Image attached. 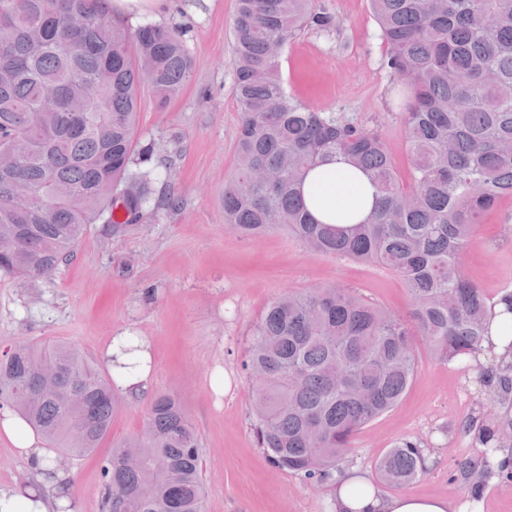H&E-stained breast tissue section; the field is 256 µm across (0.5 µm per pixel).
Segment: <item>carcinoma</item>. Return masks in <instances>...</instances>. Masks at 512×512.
I'll return each instance as SVG.
<instances>
[{"instance_id":"obj_1","label":"carcinoma","mask_w":512,"mask_h":512,"mask_svg":"<svg viewBox=\"0 0 512 512\" xmlns=\"http://www.w3.org/2000/svg\"><path fill=\"white\" fill-rule=\"evenodd\" d=\"M108 0H0V275L49 276L92 224L117 233L144 208L175 211L132 170L139 91L158 104L193 75L181 27L112 21ZM386 66L407 85L411 157L404 184L383 138L291 98L281 61L304 27L331 19L313 0H236L231 36L239 106L236 174L224 223L243 235L285 229L313 252L380 265L404 281L407 315L340 287L272 300L251 328L242 369L251 426L278 469L322 484L359 431L408 390L418 344L444 362L483 350L489 300L462 255L483 213L512 196V0H368ZM494 79H487L488 75ZM336 157L377 189L356 224H322L301 186ZM266 171H276L271 185ZM123 398L76 346L22 343L0 357V406L63 455L100 447ZM483 461L512 449V423L475 434ZM202 439L170 393L150 402L142 433L102 465V512H204ZM426 471L418 442L382 455V482Z\"/></svg>"}]
</instances>
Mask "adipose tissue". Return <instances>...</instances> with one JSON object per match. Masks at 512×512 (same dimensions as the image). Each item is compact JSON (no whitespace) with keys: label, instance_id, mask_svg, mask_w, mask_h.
I'll use <instances>...</instances> for the list:
<instances>
[{"label":"adipose tissue","instance_id":"obj_1","mask_svg":"<svg viewBox=\"0 0 512 512\" xmlns=\"http://www.w3.org/2000/svg\"><path fill=\"white\" fill-rule=\"evenodd\" d=\"M115 22L133 27L144 19H162L172 8L171 0H109ZM309 211L325 224H351L373 208L376 190L360 173L343 161L312 168L302 186ZM490 341L484 353L469 359L472 374L485 381L512 374V298L499 297L491 304ZM125 336L111 337L99 357L110 372L118 393L131 401L144 398L154 379V358L147 337H137L135 353H124ZM0 437L27 461L37 479L0 489V512H59L68 501V486L55 464V452L10 410L0 411ZM498 473L473 478L466 496L456 503L441 497L402 493L388 495L355 470L337 473L329 495V512H468V499L483 496L486 485L497 482Z\"/></svg>","mask_w":512,"mask_h":512}]
</instances>
